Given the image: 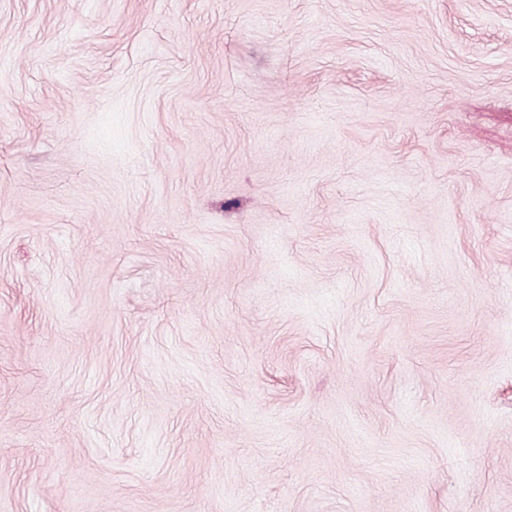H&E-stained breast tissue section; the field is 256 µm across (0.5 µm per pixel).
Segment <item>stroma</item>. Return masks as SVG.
<instances>
[{"label":"stroma","mask_w":512,"mask_h":512,"mask_svg":"<svg viewBox=\"0 0 512 512\" xmlns=\"http://www.w3.org/2000/svg\"><path fill=\"white\" fill-rule=\"evenodd\" d=\"M0 512H512V0H0Z\"/></svg>","instance_id":"obj_1"}]
</instances>
